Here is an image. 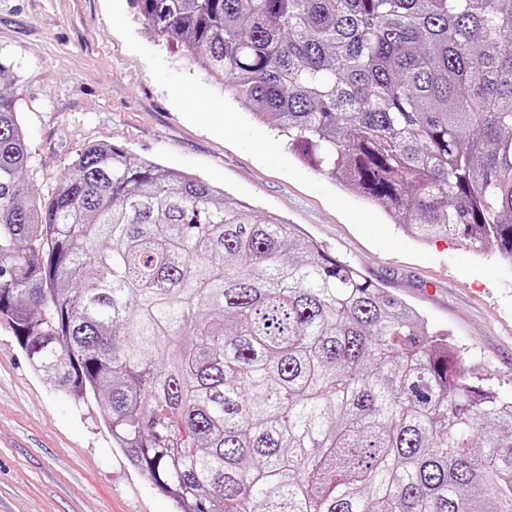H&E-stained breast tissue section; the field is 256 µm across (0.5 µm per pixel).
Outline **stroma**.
<instances>
[{
  "label": "stroma",
  "mask_w": 512,
  "mask_h": 512,
  "mask_svg": "<svg viewBox=\"0 0 512 512\" xmlns=\"http://www.w3.org/2000/svg\"><path fill=\"white\" fill-rule=\"evenodd\" d=\"M0 92L29 154L25 196L50 194L77 152L115 145L300 227L420 311L467 367L512 398V260L457 231L409 237L359 193L302 163L273 125L212 83L130 0H0ZM33 372L0 320V512H176L101 422Z\"/></svg>",
  "instance_id": "35a3bbf8"
}]
</instances>
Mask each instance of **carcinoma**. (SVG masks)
<instances>
[{
  "label": "carcinoma",
  "instance_id": "cac0c4a2",
  "mask_svg": "<svg viewBox=\"0 0 512 512\" xmlns=\"http://www.w3.org/2000/svg\"><path fill=\"white\" fill-rule=\"evenodd\" d=\"M314 169L512 259V0H134ZM0 93V319L176 512H512V399L275 215L123 148L46 198Z\"/></svg>",
  "mask_w": 512,
  "mask_h": 512
}]
</instances>
